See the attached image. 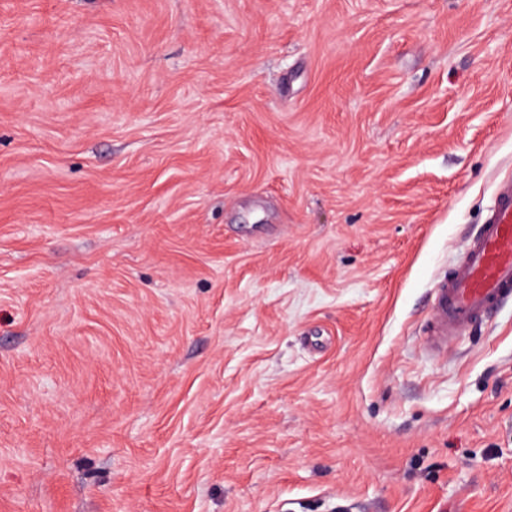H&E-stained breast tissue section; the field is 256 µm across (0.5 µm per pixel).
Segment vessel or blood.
<instances>
[{
  "instance_id": "vessel-or-blood-1",
  "label": "vessel or blood",
  "mask_w": 512,
  "mask_h": 512,
  "mask_svg": "<svg viewBox=\"0 0 512 512\" xmlns=\"http://www.w3.org/2000/svg\"><path fill=\"white\" fill-rule=\"evenodd\" d=\"M512 300V178L501 179L478 231L432 291L426 347L444 351Z\"/></svg>"
}]
</instances>
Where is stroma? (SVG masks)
Returning <instances> with one entry per match:
<instances>
[{
  "mask_svg": "<svg viewBox=\"0 0 512 512\" xmlns=\"http://www.w3.org/2000/svg\"><path fill=\"white\" fill-rule=\"evenodd\" d=\"M512 0H0V512H512ZM512 300V178L501 179L478 231L432 289L426 347L448 351L460 336Z\"/></svg>",
  "mask_w": 512,
  "mask_h": 512,
  "instance_id": "1",
  "label": "stroma"
}]
</instances>
